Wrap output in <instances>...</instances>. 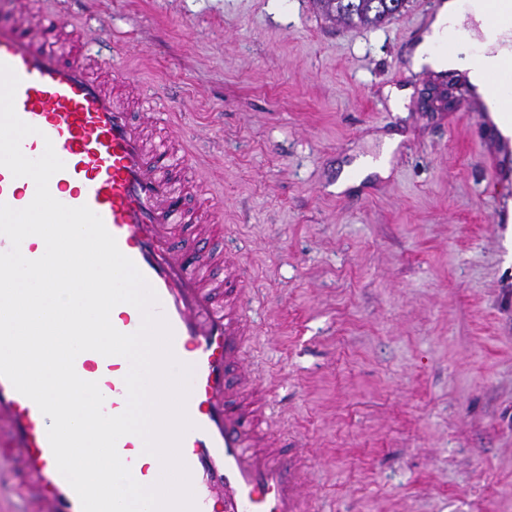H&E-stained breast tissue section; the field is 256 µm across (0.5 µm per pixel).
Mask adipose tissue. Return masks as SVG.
<instances>
[{
    "mask_svg": "<svg viewBox=\"0 0 512 512\" xmlns=\"http://www.w3.org/2000/svg\"><path fill=\"white\" fill-rule=\"evenodd\" d=\"M481 50L483 63L470 68L469 55ZM512 55V29L495 25L486 0H444L428 29L414 45L410 65L441 70H468L469 81L485 100L495 99L512 76L500 68Z\"/></svg>",
    "mask_w": 512,
    "mask_h": 512,
    "instance_id": "obj_1",
    "label": "adipose tissue"
}]
</instances>
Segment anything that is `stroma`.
<instances>
[{"label": "stroma", "instance_id": "1", "mask_svg": "<svg viewBox=\"0 0 512 512\" xmlns=\"http://www.w3.org/2000/svg\"><path fill=\"white\" fill-rule=\"evenodd\" d=\"M71 16L77 54L179 113L188 203L249 270V357L322 512H512L506 139L472 98L426 111L440 75L407 59L424 0L370 30L314 0H34L23 20ZM393 134L387 176L334 191Z\"/></svg>", "mask_w": 512, "mask_h": 512}]
</instances>
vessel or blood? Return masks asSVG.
<instances>
[{
  "label": "vessel or blood",
  "instance_id": "b4317fda",
  "mask_svg": "<svg viewBox=\"0 0 512 512\" xmlns=\"http://www.w3.org/2000/svg\"><path fill=\"white\" fill-rule=\"evenodd\" d=\"M57 29H26L0 20V63L19 78L18 117L34 126L21 142L25 156L40 157L53 144L64 168L49 181L51 195L69 207L88 206L98 214L121 252L155 290L172 330L175 357L192 369L186 411L193 423L182 438L181 456L190 472L197 512H317L296 448L272 440L269 405L256 398L257 373L246 358L252 326L245 313L249 271L235 257L224 258V280L213 283L214 236L185 207L186 185L176 174L191 155L165 136L148 142L146 124L119 96L130 79L114 71L104 82L80 62L55 49ZM35 184L0 167V202L28 206ZM111 322L120 332H136L140 311L118 304ZM76 373L110 396L104 411L127 405L124 357L80 353ZM51 418L0 377V450L18 452L33 493L24 512H82L80 500L59 473L47 429ZM117 451L134 479L155 483L161 462L142 464L143 446L128 434Z\"/></svg>",
  "mask_w": 512,
  "mask_h": 512
}]
</instances>
